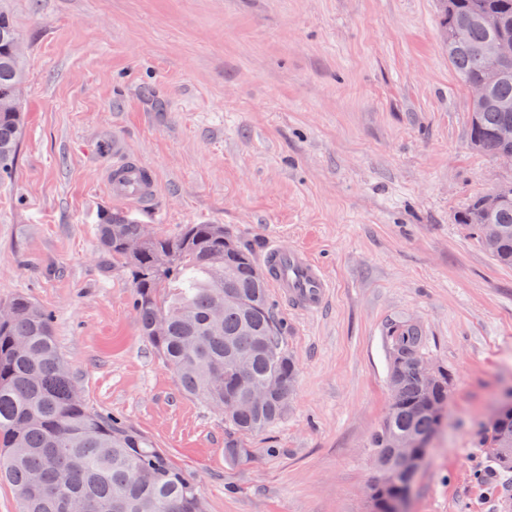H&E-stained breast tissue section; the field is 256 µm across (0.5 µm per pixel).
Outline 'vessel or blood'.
<instances>
[{
    "label": "vessel or blood",
    "mask_w": 512,
    "mask_h": 512,
    "mask_svg": "<svg viewBox=\"0 0 512 512\" xmlns=\"http://www.w3.org/2000/svg\"><path fill=\"white\" fill-rule=\"evenodd\" d=\"M106 182L114 196L139 203L149 201L156 192L152 169L132 160L117 162ZM263 264L271 284L286 301L307 311L322 306L329 282L323 268L303 251L273 240L266 247Z\"/></svg>",
    "instance_id": "obj_1"
}]
</instances>
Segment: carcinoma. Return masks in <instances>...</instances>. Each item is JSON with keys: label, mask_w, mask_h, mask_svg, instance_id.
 Masks as SVG:
<instances>
[{"label": "carcinoma", "mask_w": 512, "mask_h": 512, "mask_svg": "<svg viewBox=\"0 0 512 512\" xmlns=\"http://www.w3.org/2000/svg\"><path fill=\"white\" fill-rule=\"evenodd\" d=\"M445 31L465 26V42H448V63L464 86L481 82L486 97L470 103L471 145L491 159L512 155V142L494 133L512 112V63L490 53L512 33V0H442ZM497 14L500 29L482 18ZM21 36L0 10V93L26 82ZM23 102L0 104V182L13 170L23 128ZM484 196L458 212L477 241L497 240L492 259L512 268V203L485 210ZM139 224L112 214L97 225L102 250L121 263L135 288L134 309L142 333L174 370L182 389L224 414L239 435L261 432L288 412L298 366L283 348L266 280L256 279L252 248L224 234L222 224H188L176 235L157 233L138 254L126 240ZM0 316V481L14 489L19 512H207L196 483L140 432L91 410L70 377L53 336V317L19 295ZM388 382L398 387L382 424L371 435L377 471L371 512H393L410 479L391 455L393 442L413 440L416 456L430 450L448 406L451 376L444 367L428 380L417 370L424 358L423 328L409 318L384 326ZM258 385L275 392L261 407L241 401L237 358ZM483 442L490 461L512 471V413L487 426Z\"/></svg>", "instance_id": "obj_1"}]
</instances>
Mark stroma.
<instances>
[{"instance_id":"1","label":"stroma","mask_w":512,"mask_h":512,"mask_svg":"<svg viewBox=\"0 0 512 512\" xmlns=\"http://www.w3.org/2000/svg\"><path fill=\"white\" fill-rule=\"evenodd\" d=\"M25 45V126L0 184V306L30 297L87 406L147 436L208 512H369L368 445L390 405L385 323L409 317L453 376L403 512H512V471L479 439L512 390V268L455 221L512 180L473 150L469 91L438 0H0ZM156 174L113 199L116 155ZM220 224L262 257L307 251L330 288L271 294L299 375L286 418L244 438L185 394L142 336L97 226Z\"/></svg>"}]
</instances>
